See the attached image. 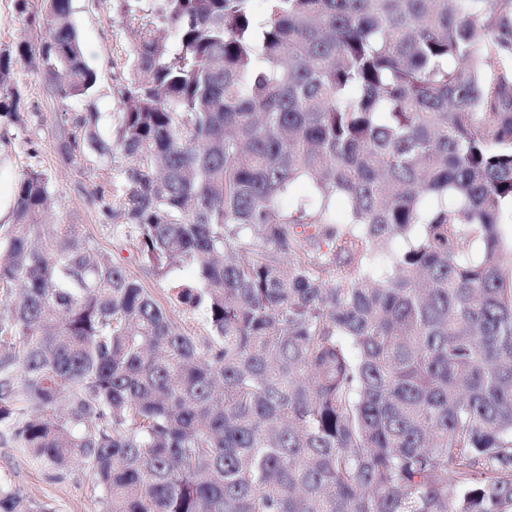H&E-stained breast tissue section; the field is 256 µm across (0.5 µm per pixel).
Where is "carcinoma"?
Segmentation results:
<instances>
[{
  "mask_svg": "<svg viewBox=\"0 0 512 512\" xmlns=\"http://www.w3.org/2000/svg\"><path fill=\"white\" fill-rule=\"evenodd\" d=\"M113 0L119 227L0 225L3 442L99 512H512V0ZM0 51L89 95L71 0ZM174 268L188 275L172 279ZM0 512H46L0 485Z\"/></svg>",
  "mask_w": 512,
  "mask_h": 512,
  "instance_id": "obj_1",
  "label": "carcinoma"
}]
</instances>
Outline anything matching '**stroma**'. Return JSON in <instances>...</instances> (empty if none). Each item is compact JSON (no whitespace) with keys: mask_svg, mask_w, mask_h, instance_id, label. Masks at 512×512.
Wrapping results in <instances>:
<instances>
[{"mask_svg":"<svg viewBox=\"0 0 512 512\" xmlns=\"http://www.w3.org/2000/svg\"><path fill=\"white\" fill-rule=\"evenodd\" d=\"M72 22L87 63L97 73L94 92L84 100L60 101L46 75L24 62L13 63L9 78L18 98L20 121L0 114V222L14 221L16 183L27 170L51 177L50 221L79 225L112 264L138 277L157 300L164 285L147 276L133 242L107 215L104 202L114 201L119 185L112 164L89 144L74 154L65 146L78 118L97 113L95 132L110 142L116 135L121 90L132 61L126 27L109 20L103 0H72ZM0 483L24 499L48 505L51 512H98L100 491L88 470L72 469L55 478L24 449L0 443Z\"/></svg>","mask_w":512,"mask_h":512,"instance_id":"35a3bbf8","label":"stroma"}]
</instances>
